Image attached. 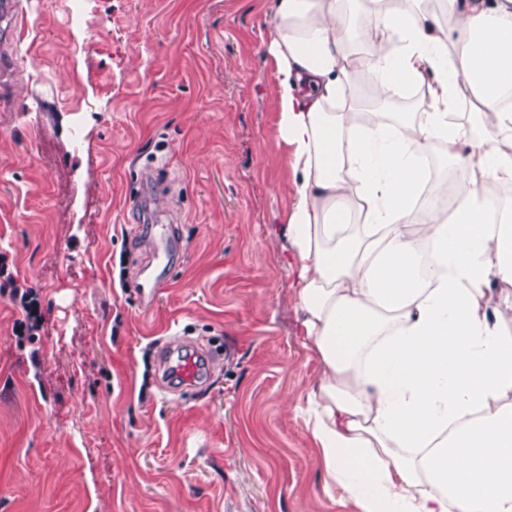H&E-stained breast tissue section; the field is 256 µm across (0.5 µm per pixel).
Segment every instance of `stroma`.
Returning <instances> with one entry per match:
<instances>
[{"mask_svg":"<svg viewBox=\"0 0 512 512\" xmlns=\"http://www.w3.org/2000/svg\"><path fill=\"white\" fill-rule=\"evenodd\" d=\"M16 2L0 512H349L302 412L322 367L279 236L296 176L271 0ZM182 337L219 359L168 389L159 355Z\"/></svg>","mask_w":512,"mask_h":512,"instance_id":"stroma-1","label":"stroma"}]
</instances>
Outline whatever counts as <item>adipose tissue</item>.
<instances>
[{
  "instance_id": "ef3b65f1",
  "label": "adipose tissue",
  "mask_w": 512,
  "mask_h": 512,
  "mask_svg": "<svg viewBox=\"0 0 512 512\" xmlns=\"http://www.w3.org/2000/svg\"><path fill=\"white\" fill-rule=\"evenodd\" d=\"M345 2L272 0L284 235L323 366L307 420L354 512H512V213L485 190L512 187V0H371L362 54ZM371 75L377 101L425 89L417 118L358 123ZM435 150L457 173L447 212L412 205Z\"/></svg>"
}]
</instances>
